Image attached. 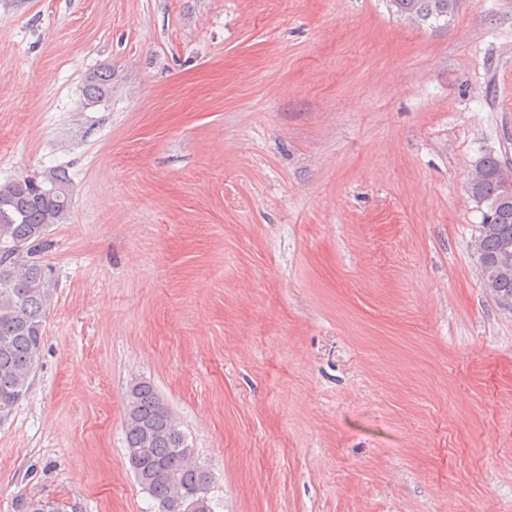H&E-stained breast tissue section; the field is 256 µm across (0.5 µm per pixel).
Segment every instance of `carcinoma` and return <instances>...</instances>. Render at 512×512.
I'll use <instances>...</instances> for the list:
<instances>
[{
	"label": "carcinoma",
	"mask_w": 512,
	"mask_h": 512,
	"mask_svg": "<svg viewBox=\"0 0 512 512\" xmlns=\"http://www.w3.org/2000/svg\"><path fill=\"white\" fill-rule=\"evenodd\" d=\"M393 15L424 24L448 19L459 0H386ZM112 94V68L101 67L85 77L86 105L95 106ZM469 193L482 221L474 237V253L483 285L499 299H512V269L501 270L512 252V166L488 153L474 166ZM72 179L62 168L26 174L0 184V421L26 395L41 357L44 322L50 307L51 269L41 260L47 236L68 218ZM124 439L128 460H136L137 482L157 505L169 502L170 512H186L178 489L204 492L198 512H215L213 475L192 455L195 449L174 421L153 383L140 380L127 390Z\"/></svg>",
	"instance_id": "1"
}]
</instances>
